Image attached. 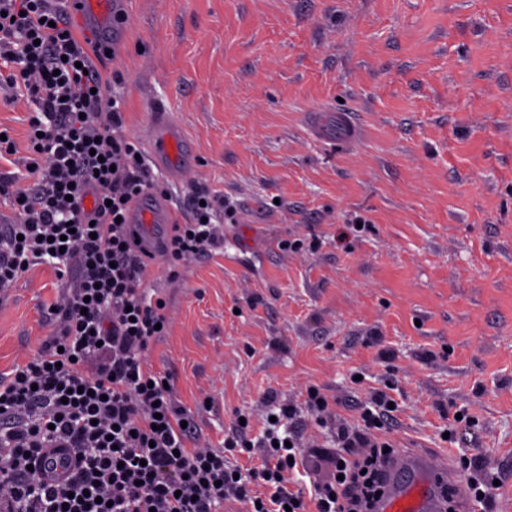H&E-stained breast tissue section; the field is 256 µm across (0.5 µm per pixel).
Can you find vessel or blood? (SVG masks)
<instances>
[{
  "label": "vessel or blood",
  "mask_w": 512,
  "mask_h": 512,
  "mask_svg": "<svg viewBox=\"0 0 512 512\" xmlns=\"http://www.w3.org/2000/svg\"><path fill=\"white\" fill-rule=\"evenodd\" d=\"M69 9L94 41L111 46L121 32L116 15L126 0H65ZM177 129L158 114L153 118L150 134L151 153L157 163L164 164L176 154ZM129 222L141 254L155 256L159 237L169 235L174 222L168 207L153 195H143L129 214ZM75 454L70 448L50 449L36 465L37 475L44 481L63 478L73 465ZM454 498L460 512H465L468 497L457 471L437 464L424 454H400L382 469V494L374 512H442L447 498Z\"/></svg>",
  "instance_id": "1"
}]
</instances>
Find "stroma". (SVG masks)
<instances>
[{"label":"stroma","mask_w":512,"mask_h":512,"mask_svg":"<svg viewBox=\"0 0 512 512\" xmlns=\"http://www.w3.org/2000/svg\"><path fill=\"white\" fill-rule=\"evenodd\" d=\"M125 130L156 109L198 167L153 169L178 218L191 190L228 199L224 245L149 288L171 328L150 354L211 446L238 418L323 448L367 394L396 410L394 449L466 471L478 457L512 512V0H126ZM349 114L357 139L313 137ZM28 108L0 102L25 177ZM61 282L31 266L0 305V376L37 354ZM332 404L319 422L307 386ZM465 415L459 423L457 415Z\"/></svg>","instance_id":"1"}]
</instances>
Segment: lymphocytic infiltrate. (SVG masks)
I'll return each instance as SVG.
<instances>
[{"mask_svg":"<svg viewBox=\"0 0 512 512\" xmlns=\"http://www.w3.org/2000/svg\"><path fill=\"white\" fill-rule=\"evenodd\" d=\"M103 52L79 41L58 0H0V88L30 105L32 180H0L19 220L0 225V288L51 261L63 287L48 311L38 355L0 377V512H308L288 487L299 444L268 433L261 466L235 476L208 447L164 377L147 364L167 335L164 298L146 286L148 264L126 222L133 202L160 185L124 133V100L95 66ZM223 199L189 197V221L162 246L170 267L224 243L211 218ZM336 426L322 453L329 474L314 488L315 512H364L381 488L385 425ZM72 448L62 484L29 466L43 449Z\"/></svg>","mask_w":512,"mask_h":512,"instance_id":"obj_1","label":"lymphocytic infiltrate"}]
</instances>
